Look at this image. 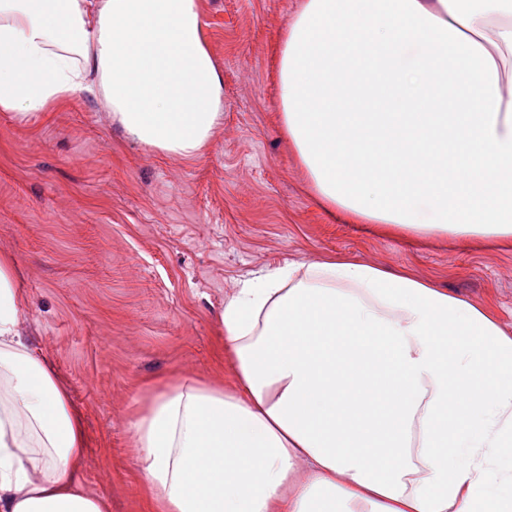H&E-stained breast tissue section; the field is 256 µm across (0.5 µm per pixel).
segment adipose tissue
Masks as SVG:
<instances>
[{"label":"adipose tissue","instance_id":"ef3b65f1","mask_svg":"<svg viewBox=\"0 0 512 512\" xmlns=\"http://www.w3.org/2000/svg\"><path fill=\"white\" fill-rule=\"evenodd\" d=\"M282 122L330 208L512 247V0H302ZM102 99L130 142L196 155L224 120L200 0H0V112ZM0 252V512H108L82 421L19 334ZM231 383L144 385L147 512H512V332L483 304L347 256L224 303Z\"/></svg>","mask_w":512,"mask_h":512}]
</instances>
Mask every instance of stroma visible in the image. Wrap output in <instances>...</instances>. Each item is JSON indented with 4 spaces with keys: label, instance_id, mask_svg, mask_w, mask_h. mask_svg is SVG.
<instances>
[{
    "label": "stroma",
    "instance_id": "35a3bbf8",
    "mask_svg": "<svg viewBox=\"0 0 512 512\" xmlns=\"http://www.w3.org/2000/svg\"><path fill=\"white\" fill-rule=\"evenodd\" d=\"M300 3L201 0L224 121L194 157L127 141L91 97L0 112V252L27 296L24 334L83 420L84 484L112 512L143 510V383L231 378L214 337L252 273L350 254L490 303L512 330V249L384 235L321 204L280 122V42Z\"/></svg>",
    "mask_w": 512,
    "mask_h": 512
}]
</instances>
